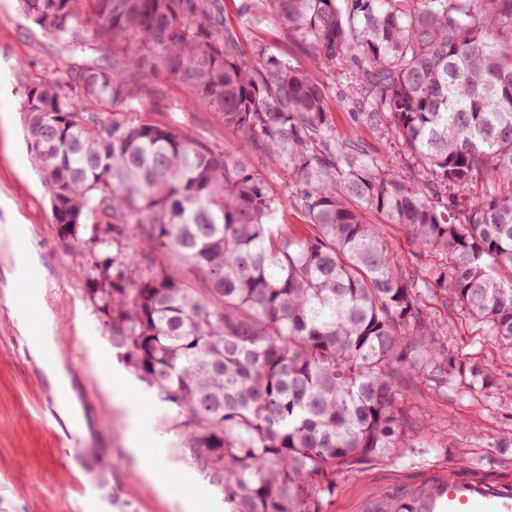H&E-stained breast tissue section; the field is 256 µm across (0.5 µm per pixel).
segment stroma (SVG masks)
Returning a JSON list of instances; mask_svg holds the SVG:
<instances>
[{
    "label": "stroma",
    "instance_id": "1",
    "mask_svg": "<svg viewBox=\"0 0 512 512\" xmlns=\"http://www.w3.org/2000/svg\"><path fill=\"white\" fill-rule=\"evenodd\" d=\"M259 45L333 86L332 74L284 41L274 25L264 22L248 31L247 48ZM68 63V52L20 14L17 0H0V512H92L81 485L95 481L103 483L108 498L103 512H183L180 499L160 495L127 452V414L101 387L95 364L100 353L110 352L133 378L126 395L146 423L141 447L161 467L194 470L172 411L154 389L134 379L122 350L113 347L85 293L84 251L59 238L26 144L27 85ZM157 86L162 99L151 119L181 125L192 139L217 150L249 155V147L180 84L161 79ZM329 107L341 136L359 141L385 166H400L384 136L356 123L337 95H330ZM425 309L447 327L450 350L498 378L512 374L511 343L491 340L444 300L426 301ZM398 399L420 424L417 446L337 473L323 512H349L359 486L412 478L436 464L512 473V391L480 387L469 397L449 398L427 380L406 378Z\"/></svg>",
    "mask_w": 512,
    "mask_h": 512
}]
</instances>
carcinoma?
<instances>
[{"label": "carcinoma", "mask_w": 512, "mask_h": 512, "mask_svg": "<svg viewBox=\"0 0 512 512\" xmlns=\"http://www.w3.org/2000/svg\"><path fill=\"white\" fill-rule=\"evenodd\" d=\"M17 2L78 57L23 107L53 223L92 246L87 296L230 512H323L336 473L401 455L416 432L404 377L494 385L423 302L512 342V0H239L236 26L224 0ZM257 16L337 78L404 167L336 133L325 85L246 55ZM158 77L267 159L310 234L280 223L249 159L142 115ZM381 224L437 262L398 257Z\"/></svg>", "instance_id": "1"}]
</instances>
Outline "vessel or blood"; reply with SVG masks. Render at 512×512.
<instances>
[{
	"mask_svg": "<svg viewBox=\"0 0 512 512\" xmlns=\"http://www.w3.org/2000/svg\"><path fill=\"white\" fill-rule=\"evenodd\" d=\"M355 512H512V477L438 465L418 480L399 478L364 492Z\"/></svg>",
	"mask_w": 512,
	"mask_h": 512,
	"instance_id": "b4317fda",
	"label": "vessel or blood"
}]
</instances>
